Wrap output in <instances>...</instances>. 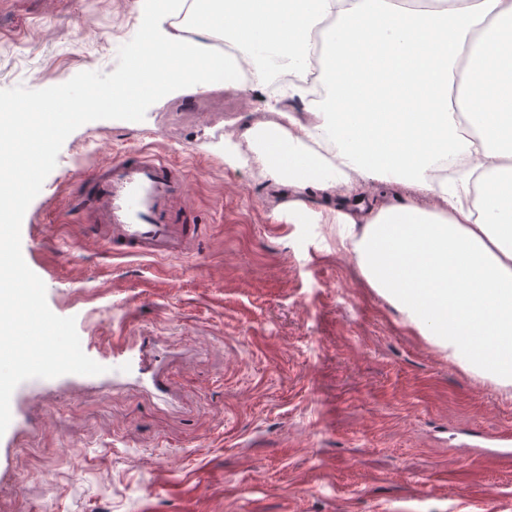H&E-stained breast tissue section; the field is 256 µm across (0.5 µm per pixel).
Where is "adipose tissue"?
<instances>
[{
  "mask_svg": "<svg viewBox=\"0 0 512 512\" xmlns=\"http://www.w3.org/2000/svg\"><path fill=\"white\" fill-rule=\"evenodd\" d=\"M224 23L184 42L150 14L147 44L206 68L214 41L266 0H226ZM284 0L268 53L301 62L330 28L309 83H274L265 55L251 90L273 122L246 123L224 158L249 164L301 224H332L369 288L449 359L512 386V0ZM403 112L381 111L368 82L389 55ZM303 101L298 116L289 100ZM319 150H311V143Z\"/></svg>",
  "mask_w": 512,
  "mask_h": 512,
  "instance_id": "ef3b65f1",
  "label": "adipose tissue"
}]
</instances>
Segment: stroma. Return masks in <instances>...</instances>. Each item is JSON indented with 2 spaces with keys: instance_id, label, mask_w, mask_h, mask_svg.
<instances>
[{
  "instance_id": "1",
  "label": "stroma",
  "mask_w": 512,
  "mask_h": 512,
  "mask_svg": "<svg viewBox=\"0 0 512 512\" xmlns=\"http://www.w3.org/2000/svg\"><path fill=\"white\" fill-rule=\"evenodd\" d=\"M0 0V89L111 72L138 0ZM90 9L97 36H69ZM165 97L143 121L86 123L26 210L30 268L82 349L121 378L22 399L0 512H512V463L470 455L512 435V387L464 371L367 288L327 224H292L248 168L224 162L239 100ZM190 174L194 253L113 255L73 209L78 175L128 149ZM55 473L52 484L41 471Z\"/></svg>"
}]
</instances>
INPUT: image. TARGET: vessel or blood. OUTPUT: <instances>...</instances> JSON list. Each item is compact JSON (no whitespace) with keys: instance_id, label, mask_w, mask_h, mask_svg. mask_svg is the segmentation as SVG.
<instances>
[{"instance_id":"1","label":"vessel or blood","mask_w":512,"mask_h":512,"mask_svg":"<svg viewBox=\"0 0 512 512\" xmlns=\"http://www.w3.org/2000/svg\"><path fill=\"white\" fill-rule=\"evenodd\" d=\"M185 169L141 149L91 168L74 199L91 212L95 237L113 254L157 258L194 251L201 227L184 196Z\"/></svg>"}]
</instances>
